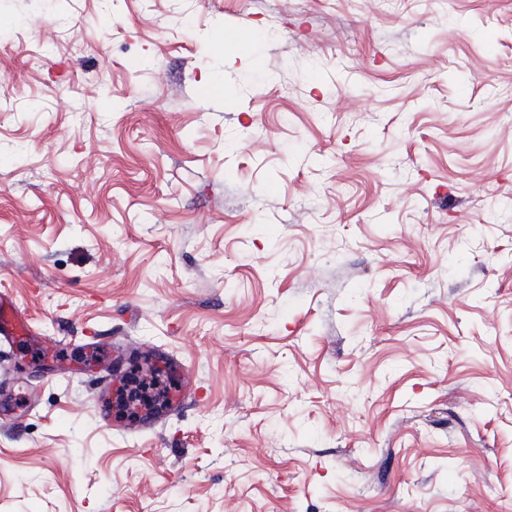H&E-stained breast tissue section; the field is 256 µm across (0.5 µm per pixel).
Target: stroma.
<instances>
[{
  "instance_id": "1",
  "label": "stroma",
  "mask_w": 512,
  "mask_h": 512,
  "mask_svg": "<svg viewBox=\"0 0 512 512\" xmlns=\"http://www.w3.org/2000/svg\"><path fill=\"white\" fill-rule=\"evenodd\" d=\"M0 292V512H512V0H0ZM33 335L24 319L17 314L13 302L0 294V341H9L20 336Z\"/></svg>"
}]
</instances>
